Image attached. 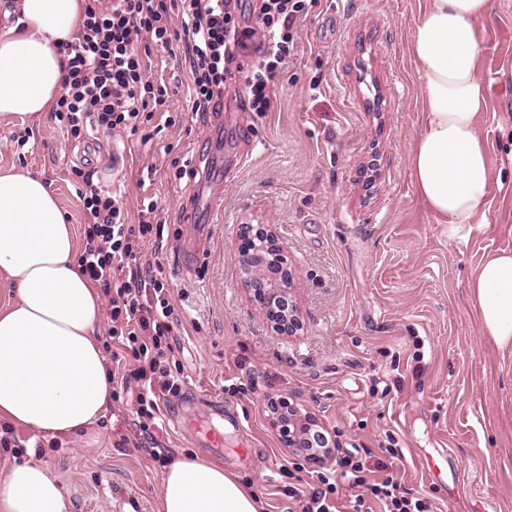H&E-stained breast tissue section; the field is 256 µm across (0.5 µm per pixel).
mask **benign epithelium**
<instances>
[{"instance_id": "1", "label": "benign epithelium", "mask_w": 512, "mask_h": 512, "mask_svg": "<svg viewBox=\"0 0 512 512\" xmlns=\"http://www.w3.org/2000/svg\"><path fill=\"white\" fill-rule=\"evenodd\" d=\"M239 264L243 272V281L252 301L265 312L273 331L278 336H295L301 329V321L296 307L286 312L272 306V300L290 292L293 277L288 268V260L269 224H242L239 228ZM259 258L277 268L279 273L262 279L253 258ZM269 416L276 427L284 445L303 457L309 464H322L332 455L335 442L324 437L319 438L322 447H313L311 436L317 432V419L306 413L301 414L284 398H269L267 401Z\"/></svg>"}]
</instances>
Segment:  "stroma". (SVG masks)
I'll return each mask as SVG.
<instances>
[{"instance_id": "obj_1", "label": "stroma", "mask_w": 512, "mask_h": 512, "mask_svg": "<svg viewBox=\"0 0 512 512\" xmlns=\"http://www.w3.org/2000/svg\"><path fill=\"white\" fill-rule=\"evenodd\" d=\"M425 0H316L270 82V107L191 112L189 66L161 75L174 125L139 134L63 135L53 113L0 115V169L40 176L73 226L82 222L72 166L138 223L153 199L164 226L143 255L158 264L178 319L171 338L181 383L168 397L158 441L173 456L223 463L263 512H300L292 487L311 470L284 447L266 409L281 395L317 416L336 455L394 462L434 512H512V353L481 333L468 283L489 255L512 250V0H491L480 68L487 107L478 118L492 168L490 220L448 235L417 198L409 155L423 123L422 77L410 52ZM368 60L374 89L356 81ZM383 97L373 112L371 91ZM194 176H179V165ZM221 191L211 223L188 212L203 185ZM271 225L293 271L302 328L276 335L251 302L238 263V227ZM135 407L112 402L95 428L60 439L16 427L27 448L0 447V472L35 447L59 475L73 512H160L164 472L141 448ZM215 427L224 445L203 430Z\"/></svg>"}]
</instances>
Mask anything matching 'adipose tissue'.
<instances>
[{"mask_svg":"<svg viewBox=\"0 0 512 512\" xmlns=\"http://www.w3.org/2000/svg\"><path fill=\"white\" fill-rule=\"evenodd\" d=\"M20 27L0 31V115L38 117L62 90V45L82 26V0H17ZM489 0H426L410 52L422 76L424 129L409 163L415 191L435 223L456 235L489 221L487 144L477 116ZM0 420L35 434L73 436L98 424L112 376L98 336L99 289L82 275L76 237L40 177L0 170ZM481 332L512 351V250L470 283ZM60 477L32 458L0 473V512H72ZM160 512H262L259 498L222 464L172 462Z\"/></svg>","mask_w":512,"mask_h":512,"instance_id":"1","label":"adipose tissue"}]
</instances>
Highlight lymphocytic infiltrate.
<instances>
[{
  "instance_id": "lymphocytic-infiltrate-1",
  "label": "lymphocytic infiltrate",
  "mask_w": 512,
  "mask_h": 512,
  "mask_svg": "<svg viewBox=\"0 0 512 512\" xmlns=\"http://www.w3.org/2000/svg\"><path fill=\"white\" fill-rule=\"evenodd\" d=\"M84 18L77 43L67 45L64 91L55 112L68 136L80 139L90 130L137 133L165 105L169 89L155 81L147 64L153 50L175 55L185 48L193 91L192 112L219 109L237 52L247 39H256V63L244 71L246 106L267 111V88L288 57L297 35L296 21L307 14L309 0H261L253 27H238L242 0H84ZM85 190L84 249L78 259L82 274L108 297L111 326L108 335L118 350L130 356L131 367L122 376L132 385L136 429L149 443L159 466L171 460L156 434L161 402L176 395L170 336L174 309L169 291L152 268L143 266L141 246L162 236L155 220L157 205H144L140 221L129 224L112 196L93 182L92 171L73 168ZM356 493L350 512H372L379 502L384 512H431L427 498L402 486L391 466L379 461L368 465L356 452L347 453L336 470H315L307 489L290 488L299 498L301 512H336L341 483Z\"/></svg>"
}]
</instances>
